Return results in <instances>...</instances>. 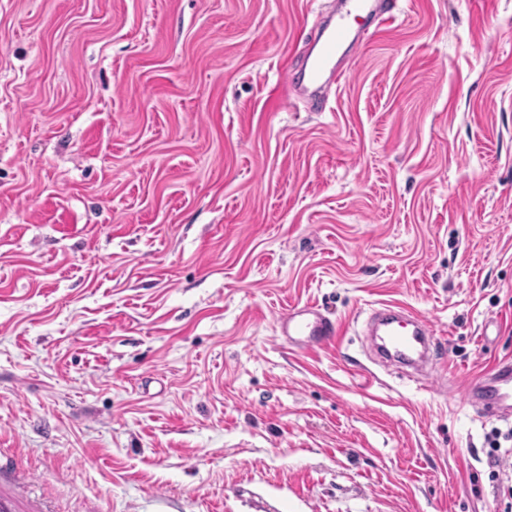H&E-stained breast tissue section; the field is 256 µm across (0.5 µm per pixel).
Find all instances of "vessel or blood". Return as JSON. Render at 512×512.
<instances>
[{
	"instance_id": "obj_1",
	"label": "vessel or blood",
	"mask_w": 512,
	"mask_h": 512,
	"mask_svg": "<svg viewBox=\"0 0 512 512\" xmlns=\"http://www.w3.org/2000/svg\"><path fill=\"white\" fill-rule=\"evenodd\" d=\"M343 16L330 25L315 55L307 57L304 74L307 83L302 91L318 97L322 88L347 80L350 71L338 65L339 49L351 41L352 32L345 16L356 13L373 18L383 25L395 16L396 0H344ZM367 328L381 334L375 361L389 367L402 365L415 374L430 372L429 353L434 346L433 332L427 320L405 307L384 304L371 313ZM276 331L289 344L304 350H315L334 344L339 329L315 304L288 307L276 320ZM464 401L486 415L505 417L512 414V362L498 361L485 372L466 380Z\"/></svg>"
}]
</instances>
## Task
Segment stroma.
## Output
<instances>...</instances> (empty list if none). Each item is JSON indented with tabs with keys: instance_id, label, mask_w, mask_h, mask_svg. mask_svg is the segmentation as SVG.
<instances>
[{
	"instance_id": "1",
	"label": "stroma",
	"mask_w": 512,
	"mask_h": 512,
	"mask_svg": "<svg viewBox=\"0 0 512 512\" xmlns=\"http://www.w3.org/2000/svg\"><path fill=\"white\" fill-rule=\"evenodd\" d=\"M397 5L319 104L336 0H0V450L50 512H504L461 382L512 358V0ZM276 331L289 344L304 350H315L334 344L340 336L336 323L316 304L288 307L276 320ZM367 328L383 336L374 362L384 367L399 364L418 375L431 371L429 353L435 342L427 320L403 306L381 304L369 316Z\"/></svg>"
}]
</instances>
